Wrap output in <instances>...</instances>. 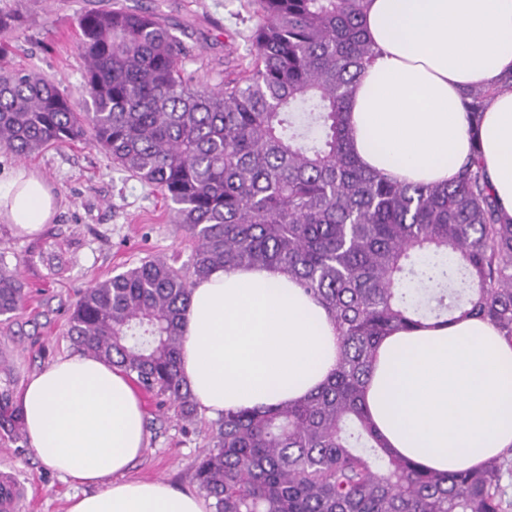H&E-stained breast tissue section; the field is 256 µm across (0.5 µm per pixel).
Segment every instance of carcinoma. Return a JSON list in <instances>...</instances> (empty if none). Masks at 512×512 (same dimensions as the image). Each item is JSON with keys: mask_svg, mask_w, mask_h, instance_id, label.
I'll use <instances>...</instances> for the list:
<instances>
[{"mask_svg": "<svg viewBox=\"0 0 512 512\" xmlns=\"http://www.w3.org/2000/svg\"><path fill=\"white\" fill-rule=\"evenodd\" d=\"M368 2L257 0L251 60L218 86L184 77L182 42L162 17L81 13L80 112L52 78L0 64L1 151L24 159L88 140L157 187L195 240L187 273L149 257L82 290L70 318L79 352L123 368L189 425L180 346L193 286L213 268L279 267L336 325V368L320 389L216 421L194 473L213 512H512V447L477 470L425 471L393 452L365 401L384 339L423 319H487L512 346V221L478 154L446 184L413 186L352 153L346 104L377 55ZM22 23L0 11V61ZM498 88L512 89V71ZM496 89L465 92L473 125ZM24 297L0 267V315ZM0 427L23 439L7 387Z\"/></svg>", "mask_w": 512, "mask_h": 512, "instance_id": "cac0c4a2", "label": "carcinoma"}]
</instances>
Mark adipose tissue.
<instances>
[{"instance_id": "adipose-tissue-1", "label": "adipose tissue", "mask_w": 512, "mask_h": 512, "mask_svg": "<svg viewBox=\"0 0 512 512\" xmlns=\"http://www.w3.org/2000/svg\"><path fill=\"white\" fill-rule=\"evenodd\" d=\"M380 54L346 110L365 169L409 185L448 183L473 148L502 214L512 218V0H369L363 19ZM495 93L471 131L464 93ZM58 199L37 170L0 180V222L32 236ZM336 328L276 267H217L193 287L180 374L201 412L263 411L315 392L335 369ZM366 401L391 447L455 472L512 446V345L488 321L397 331L381 344ZM37 457L89 494L67 512H210L208 500L126 473L147 446L145 414L123 369L83 354L59 358L16 395Z\"/></svg>"}]
</instances>
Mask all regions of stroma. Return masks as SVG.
<instances>
[{
	"instance_id": "35a3bbf8",
	"label": "stroma",
	"mask_w": 512,
	"mask_h": 512,
	"mask_svg": "<svg viewBox=\"0 0 512 512\" xmlns=\"http://www.w3.org/2000/svg\"><path fill=\"white\" fill-rule=\"evenodd\" d=\"M115 5L165 16L183 41L184 71L212 84L248 62L260 21L255 0H0V10L20 12L24 19L12 67L43 72L79 99L85 63L75 49L74 16ZM22 162L45 176L60 206L32 237L0 223V265L19 270L27 292L22 309L0 316V387L14 393L46 364L76 354L68 331L80 290L152 256L188 268L194 248L192 235L174 223L160 192L115 168L90 143L52 147ZM22 162L0 152V179ZM141 400L147 448L132 476L194 489L193 472L212 443L214 418L200 413L187 427L174 406L159 405L147 393ZM0 471L12 472L25 486L22 512H66L73 487L1 428Z\"/></svg>"
}]
</instances>
